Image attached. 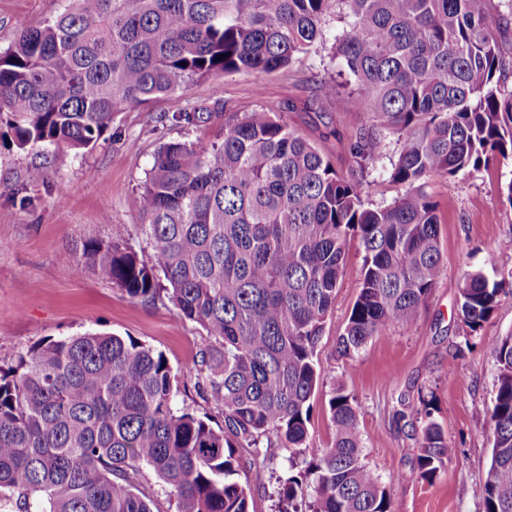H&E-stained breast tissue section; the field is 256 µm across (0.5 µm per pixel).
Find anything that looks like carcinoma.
Instances as JSON below:
<instances>
[{"label": "carcinoma", "mask_w": 512, "mask_h": 512, "mask_svg": "<svg viewBox=\"0 0 512 512\" xmlns=\"http://www.w3.org/2000/svg\"><path fill=\"white\" fill-rule=\"evenodd\" d=\"M73 0L0 52V117L23 149L95 147L116 113L203 78L291 67L337 17L333 59L363 124L351 144L363 168L395 138L390 204L373 205L363 177L341 175L287 123L258 106L224 104L208 147L168 141L136 197L149 249L124 231L79 246L87 265L150 303L161 295L215 345L200 353L199 392L224 410L215 430L177 404L180 376L133 339L86 332L49 339L0 368V512H153L152 471L177 512H249L245 464L288 450L278 512H392L387 486L363 462L358 406L329 400L333 444L307 447L319 386L316 349L346 271L364 251L359 292L337 338L342 358L407 325L443 271L432 178L478 173L512 157V88L502 85L501 32L512 0ZM223 59H217V56ZM342 96L323 81L307 108ZM512 272L462 279L457 325L476 335ZM490 352L495 394L474 405L493 435L482 512H512V336ZM396 422L417 442L414 470L431 483L454 454L430 403L399 400Z\"/></svg>", "instance_id": "obj_1"}]
</instances>
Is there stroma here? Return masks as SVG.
Instances as JSON below:
<instances>
[{
    "instance_id": "1",
    "label": "stroma",
    "mask_w": 512,
    "mask_h": 512,
    "mask_svg": "<svg viewBox=\"0 0 512 512\" xmlns=\"http://www.w3.org/2000/svg\"><path fill=\"white\" fill-rule=\"evenodd\" d=\"M69 0H0V51L17 33L63 11ZM336 68L328 50L315 48L301 62L272 73L239 72L195 81L186 90L118 113L103 142L92 150L19 149L0 140V367L50 338L85 331L131 336L162 352L182 375L179 403L214 428L224 413L196 391L199 353L211 339L202 327L178 319L168 299L143 303L128 297L94 267L75 274L76 243L125 231L135 251L148 244L139 226L137 193L158 146L169 140L203 145L216 141L224 127L218 101L258 105L278 113L332 163L348 174L355 162L349 143L361 122L350 104L341 110L311 112L305 107L320 81ZM187 108L211 110L210 118L186 125ZM395 158L387 143L365 172L369 199L392 202L400 193L389 174ZM43 178L28 179L32 169ZM442 213L444 271L410 324L396 325L370 340L351 358L338 357L336 340L358 294L364 252L358 239L347 243V271L317 347L321 380L308 425L309 448L333 442L328 400L340 387L354 397L364 461L390 487L393 512H479L490 463L492 434L473 413L475 403L491 400L497 363L491 343L512 336V299H503L477 336H463L456 321L464 273L483 272L497 279L512 271V159L488 170L437 179L427 186ZM410 406L431 401L455 453L434 483L413 469L417 447L394 420L399 398ZM286 452L276 448L267 471L243 468L241 484L251 489L252 512H274L263 486L270 474H284Z\"/></svg>"
}]
</instances>
